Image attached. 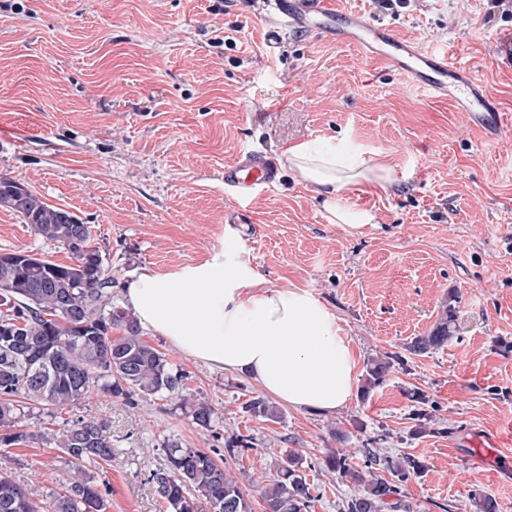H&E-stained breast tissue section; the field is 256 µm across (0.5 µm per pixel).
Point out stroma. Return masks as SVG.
<instances>
[{
	"label": "stroma",
	"mask_w": 512,
	"mask_h": 512,
	"mask_svg": "<svg viewBox=\"0 0 512 512\" xmlns=\"http://www.w3.org/2000/svg\"><path fill=\"white\" fill-rule=\"evenodd\" d=\"M0 0V174L88 224L119 287L142 268L166 273L204 259L221 242L267 285L299 288L339 318L365 375L369 359L398 355L386 381L333 412L279 405L273 420L243 413L263 397L249 377L149 344L187 374V392L210 404L219 431L194 424L177 401L138 408L102 389L73 407L110 424L109 512H169L148 477L166 440L218 450L241 478L253 512L288 453L303 460L309 512H343L357 488L329 471L335 452L363 449L423 464L400 485L412 512H477L492 495L512 512V474L477 468L474 436L512 453V127L497 139L472 128L450 102L396 70L318 34L269 40L276 23L245 0ZM423 48L448 47L512 115V19L490 0H412L395 11L340 0ZM301 141L342 144L386 162L387 188L350 186L348 203L379 224L328 223L310 189L281 169L274 191L237 205L224 166L251 149L280 161ZM69 254L0 209V253ZM451 307L447 346L416 356L406 346ZM50 418L23 423L12 446L17 482L55 488L59 452L41 441ZM345 434L336 441L334 431ZM249 436L251 448L227 452Z\"/></svg>",
	"instance_id": "obj_1"
}]
</instances>
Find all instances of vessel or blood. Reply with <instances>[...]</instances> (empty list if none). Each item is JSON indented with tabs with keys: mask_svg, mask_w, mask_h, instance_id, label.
Instances as JSON below:
<instances>
[{
	"mask_svg": "<svg viewBox=\"0 0 512 512\" xmlns=\"http://www.w3.org/2000/svg\"><path fill=\"white\" fill-rule=\"evenodd\" d=\"M267 12L287 30L317 32L360 48L365 56L394 66L434 98L447 100L467 122L482 131L501 133L508 120L476 81L471 68L447 49L425 50L398 38L391 27L358 12L338 7L336 0H265ZM279 181L275 163L256 151L241 153L224 166V185L246 196L273 189Z\"/></svg>",
	"mask_w": 512,
	"mask_h": 512,
	"instance_id": "1",
	"label": "vessel or blood"
}]
</instances>
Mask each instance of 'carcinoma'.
I'll return each instance as SVG.
<instances>
[{
    "mask_svg": "<svg viewBox=\"0 0 512 512\" xmlns=\"http://www.w3.org/2000/svg\"><path fill=\"white\" fill-rule=\"evenodd\" d=\"M0 207L30 225L34 234L71 254L70 264L55 263L37 254H0V446L26 443L32 437L20 422L34 409L56 416L70 410L95 387L120 397L130 407L155 396H175L193 423L211 431L215 411L205 401L183 395L185 376L172 369L166 355L141 335L132 313L117 304L116 280L108 263L91 274L77 264L73 245L92 251L90 227L63 208L50 205L21 183L0 177ZM120 334L112 335V330ZM454 333L450 307H444L431 329L417 336L407 350L417 356L448 344ZM398 355L371 359L363 391L380 386ZM24 402H19V399ZM256 418L276 419V407L254 398L244 405ZM109 424L91 414L63 421L60 430L41 438L55 444L66 467L58 488L48 499H38L11 475L14 463L0 449V512H107L111 486L92 469L103 471L112 462ZM164 463L149 480L166 500L170 512H252L240 479L229 474L210 453L184 448L175 440L163 446ZM327 468L360 488L346 501L343 512H412L401 498L398 483L423 469L420 461H394L369 451L362 466L332 454ZM298 454L288 453L263 487L265 512H308L311 485L301 470ZM380 467L394 476L387 480L373 472Z\"/></svg>",
    "mask_w": 512,
    "mask_h": 512,
    "instance_id": "obj_1",
    "label": "carcinoma"
}]
</instances>
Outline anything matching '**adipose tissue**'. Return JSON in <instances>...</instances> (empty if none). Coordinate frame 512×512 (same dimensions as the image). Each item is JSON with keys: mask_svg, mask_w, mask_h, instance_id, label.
<instances>
[{"mask_svg": "<svg viewBox=\"0 0 512 512\" xmlns=\"http://www.w3.org/2000/svg\"><path fill=\"white\" fill-rule=\"evenodd\" d=\"M283 162L326 212L328 223L351 230L376 226L375 212L345 203L348 186L392 183L391 169L343 148L304 141ZM222 243L199 263L166 274L142 269L124 290L139 325L184 355L229 373H244L294 409L332 412L356 388L357 359L336 315L310 292L264 286L246 264L231 260Z\"/></svg>", "mask_w": 512, "mask_h": 512, "instance_id": "obj_1", "label": "adipose tissue"}]
</instances>
